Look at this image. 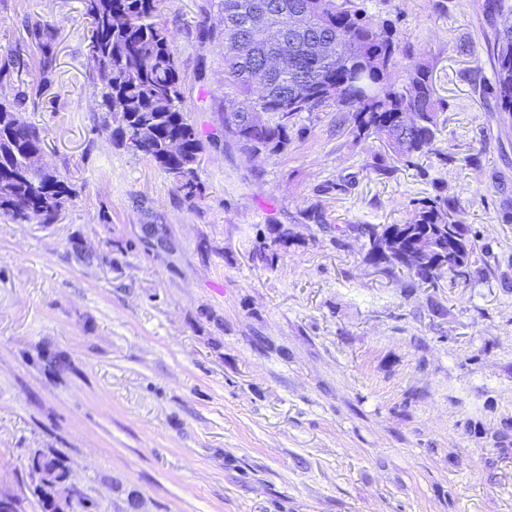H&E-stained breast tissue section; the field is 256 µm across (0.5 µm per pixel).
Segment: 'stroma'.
Masks as SVG:
<instances>
[{"label":"stroma","mask_w":512,"mask_h":512,"mask_svg":"<svg viewBox=\"0 0 512 512\" xmlns=\"http://www.w3.org/2000/svg\"><path fill=\"white\" fill-rule=\"evenodd\" d=\"M485 2L364 0L447 104L422 169L386 178L382 143L332 109L285 153L242 152L224 41L202 36L216 0H160L206 144L188 199L102 130L85 0H0V99L72 190L55 223L0 216V493L42 512L46 452L90 512H512V115ZM439 194L475 244L467 278L412 289L364 260L352 225Z\"/></svg>","instance_id":"35a3bbf8"}]
</instances>
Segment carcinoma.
I'll return each mask as SVG.
<instances>
[{
    "label": "carcinoma",
    "mask_w": 512,
    "mask_h": 512,
    "mask_svg": "<svg viewBox=\"0 0 512 512\" xmlns=\"http://www.w3.org/2000/svg\"><path fill=\"white\" fill-rule=\"evenodd\" d=\"M159 0H86L91 20L89 51L108 70L98 88V107L105 128L119 145L141 143L155 163L187 198L200 193L197 170L205 151L203 140L183 106L181 77L172 33L161 20ZM268 0H219L224 22V85L236 95L239 121L227 130L244 151L276 155L301 136L302 114L336 108V123L355 139L376 137L391 149L390 163L378 154L373 171L392 176L398 165L422 168L440 132L445 104L432 82V67L415 58L387 25L377 23L361 0H317L314 25L291 30V12L273 16L259 28L254 17ZM287 35L288 51L272 74H260V63L280 51L275 37ZM332 40L330 52L314 45ZM491 53L496 61L493 90L502 111L512 112V34H497ZM263 78L269 88L260 97L254 84ZM309 82L308 97L298 103L283 88ZM44 151L38 128L15 118L14 106L0 102V215L18 224L56 221L70 195L69 186L50 167L23 168L20 157ZM456 203L446 197L419 201L403 224H358L365 258L407 272L414 286L432 284L443 274L469 275L474 244L465 225L449 221ZM45 473L36 485L43 504L70 494L68 469L54 456L34 455L29 468Z\"/></svg>",
    "instance_id": "carcinoma-1"
}]
</instances>
